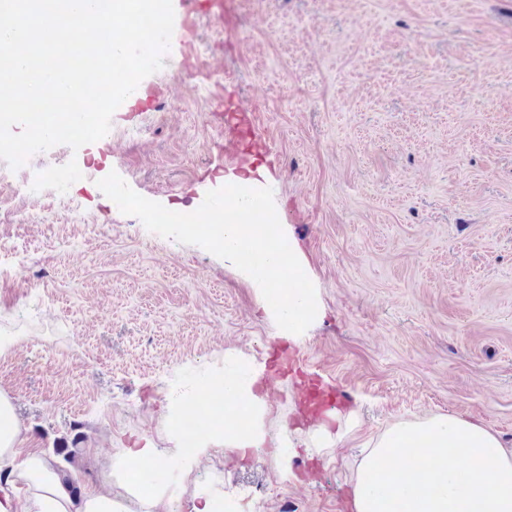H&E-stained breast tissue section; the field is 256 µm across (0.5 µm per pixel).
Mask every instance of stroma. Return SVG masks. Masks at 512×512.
<instances>
[{"mask_svg": "<svg viewBox=\"0 0 512 512\" xmlns=\"http://www.w3.org/2000/svg\"><path fill=\"white\" fill-rule=\"evenodd\" d=\"M175 23L155 108L124 101L111 129L0 180V394L24 447L145 512L125 448L164 438L173 387L274 362L268 445L173 462L167 512L230 494L245 512H354L361 451L400 420L457 414L512 445V0H238L235 30ZM252 109L267 147L220 145L218 105ZM89 169L81 180L62 167ZM117 172L169 210L254 172L304 254L322 303L286 348L256 289L205 249L148 231L98 188ZM32 215L28 224L21 215ZM346 396L325 442L296 401L304 375ZM293 424L282 479L270 447Z\"/></svg>", "mask_w": 512, "mask_h": 512, "instance_id": "stroma-1", "label": "stroma"}]
</instances>
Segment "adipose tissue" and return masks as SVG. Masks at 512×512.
Returning a JSON list of instances; mask_svg holds the SVG:
<instances>
[{"label": "adipose tissue", "mask_w": 512, "mask_h": 512, "mask_svg": "<svg viewBox=\"0 0 512 512\" xmlns=\"http://www.w3.org/2000/svg\"><path fill=\"white\" fill-rule=\"evenodd\" d=\"M260 369L234 355L224 357V373L203 376L192 394L168 399L174 439H183L182 418L191 416L190 399L219 390L224 419L211 431L227 450L246 454L262 447L266 402L256 386ZM0 512H129L126 504L94 491L73 493L74 473L33 452L18 457L14 404L0 395ZM152 439L126 449L127 460L151 464L154 472L133 498L153 507L166 494V476L176 456ZM28 493H16L18 483ZM354 512H512V448L485 426L457 415L396 422L361 460L353 486Z\"/></svg>", "instance_id": "1"}]
</instances>
